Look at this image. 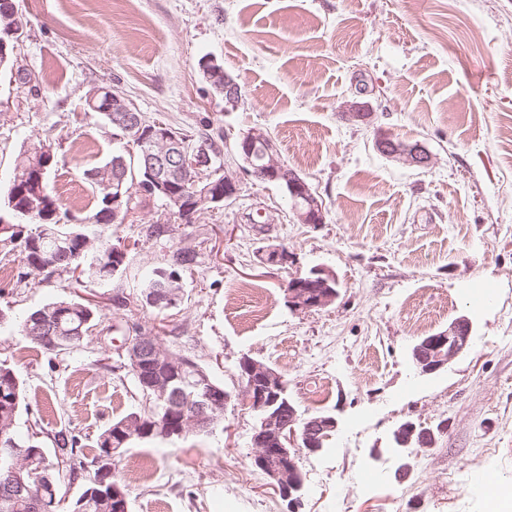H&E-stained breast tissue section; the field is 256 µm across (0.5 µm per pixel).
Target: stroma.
I'll use <instances>...</instances> for the list:
<instances>
[{
  "mask_svg": "<svg viewBox=\"0 0 512 512\" xmlns=\"http://www.w3.org/2000/svg\"><path fill=\"white\" fill-rule=\"evenodd\" d=\"M26 38L17 55L33 88L0 71V196L14 161L39 143L59 163L49 182L76 216L92 198L79 170L124 152L85 110L97 86L121 90L150 120L219 133L238 184L224 205L171 222L157 201L112 225L125 244L109 285L67 275L21 282L23 262L0 248L11 277L0 291V359L22 377L21 426L68 427L87 455L142 396L121 356L127 325L158 337L238 391L248 354L288 381L303 415L338 428L300 453L307 493L291 505L252 464L255 416L227 406L223 431L138 443L124 462L151 458L152 478L127 481L130 512H484L474 474L512 483V0H18ZM240 87L227 102L201 58ZM369 103L371 123L345 115ZM269 136L279 160L322 199L325 221L303 224L279 187L249 174L237 142ZM421 142L424 168L380 153L379 134ZM286 245L288 265H261L260 247ZM199 254L173 310L142 306L139 287L170 251ZM322 266L339 295L289 309L285 287ZM491 301L471 302L476 288ZM80 296L101 315L83 344L49 359L18 323L42 304ZM131 297L115 307L114 296ZM466 352L433 375L415 372L416 341L459 317ZM431 429L433 447L390 451L403 421Z\"/></svg>",
  "mask_w": 512,
  "mask_h": 512,
  "instance_id": "35a3bbf8",
  "label": "stroma"
}]
</instances>
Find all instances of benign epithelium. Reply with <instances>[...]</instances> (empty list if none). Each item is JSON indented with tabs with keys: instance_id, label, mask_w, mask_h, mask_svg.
Returning a JSON list of instances; mask_svg holds the SVG:
<instances>
[{
	"instance_id": "obj_1",
	"label": "benign epithelium",
	"mask_w": 512,
	"mask_h": 512,
	"mask_svg": "<svg viewBox=\"0 0 512 512\" xmlns=\"http://www.w3.org/2000/svg\"><path fill=\"white\" fill-rule=\"evenodd\" d=\"M0 21L5 29L16 37V44L23 43L26 29L20 23V13L13 0H0ZM207 78L213 87L223 89L228 100L238 98L239 88L223 68L211 67ZM107 111L112 113L115 123L126 128L131 139L146 145L142 151L141 172L151 186L165 200V208L171 212L178 210L191 218L202 207L218 206L237 192L235 178L221 167L219 181L208 183L198 174L202 167L200 157L190 152L182 136L175 131L155 132L146 129L135 104L120 92L109 95ZM378 148L383 153L403 159L412 166L423 167L429 164L431 156L421 143L407 144L382 138ZM237 152L252 176L271 183L286 184L294 200L293 212L303 224H322L325 221L323 201L312 191L308 183L297 173L280 162L271 140L261 132L246 135L237 145ZM126 174L119 169L112 170V220L122 215L124 199L132 190H123ZM193 182L195 192L187 195L178 190L184 181ZM260 261L271 265H285L291 258L288 250L269 245L259 253ZM288 307L295 311H309L325 308L338 296L336 277L324 267L311 268L306 277H295L294 283L286 288ZM472 323L466 317H460L448 324V329L427 335L417 341L412 348V365L421 375H433L448 367V364L463 354L471 341ZM132 354L133 361L142 364L165 363L174 368L182 364L183 356L166 349L155 336L142 335L133 343H125ZM248 383L232 395L214 393L209 381L206 388L194 403L192 413L179 420V427L159 421L158 428L175 430L183 434L188 430L196 432L210 430L224 415L231 400L244 410L262 413L261 424L252 435L255 447L253 461L269 480V485L292 503H298L306 491L305 477L296 463L295 448H303L309 453H317L324 448L337 430L338 423L332 416L318 415L303 418L296 407L285 397L288 383L285 377L266 362L248 354L239 358ZM151 388L167 398L173 410L183 404V391L174 385V378L167 375L155 377ZM434 441V433L416 426L410 421L401 423L393 433L392 451L399 454L402 449L418 444L428 448Z\"/></svg>"
}]
</instances>
